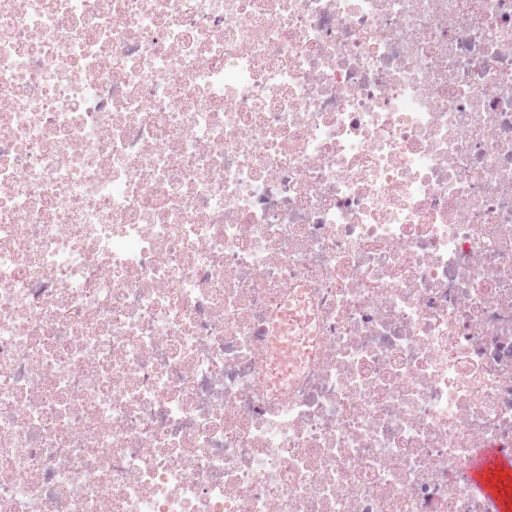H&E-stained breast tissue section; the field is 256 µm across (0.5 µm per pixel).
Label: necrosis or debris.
<instances>
[{
    "mask_svg": "<svg viewBox=\"0 0 512 512\" xmlns=\"http://www.w3.org/2000/svg\"><path fill=\"white\" fill-rule=\"evenodd\" d=\"M482 448L512 0H0V512H497Z\"/></svg>",
    "mask_w": 512,
    "mask_h": 512,
    "instance_id": "obj_1",
    "label": "necrosis or debris"
}]
</instances>
